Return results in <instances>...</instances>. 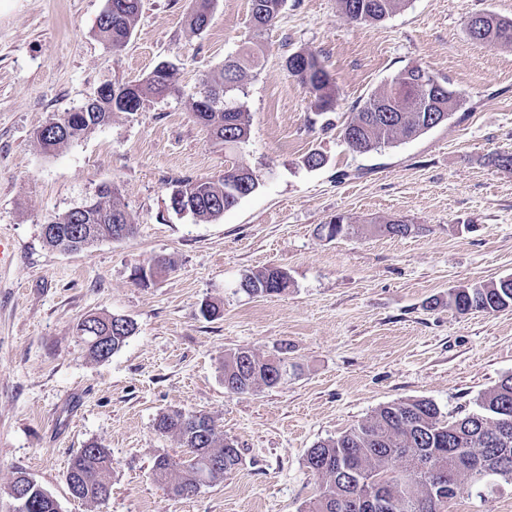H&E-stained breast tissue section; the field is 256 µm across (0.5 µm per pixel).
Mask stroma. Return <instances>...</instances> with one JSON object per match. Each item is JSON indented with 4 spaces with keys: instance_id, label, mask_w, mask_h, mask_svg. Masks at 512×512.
<instances>
[{
    "instance_id": "1",
    "label": "stroma",
    "mask_w": 512,
    "mask_h": 512,
    "mask_svg": "<svg viewBox=\"0 0 512 512\" xmlns=\"http://www.w3.org/2000/svg\"><path fill=\"white\" fill-rule=\"evenodd\" d=\"M106 4L0 0V239L13 248L0 266V512H11L20 472L59 512H302L321 484L309 448L393 402L428 398L443 415L465 414L512 374V308L448 307L451 289L512 276V171L489 162L512 153V46L467 32L479 12L512 18V0H402L366 24L336 0H285L239 98L250 137L231 152L211 144L190 102L252 38L249 0H215L201 32L186 21L193 0H141L117 52L98 35ZM302 50L338 88L328 117L287 71ZM162 63L174 68L176 93L43 153L38 127ZM414 65L460 106L416 138L352 151L341 130L354 107ZM311 152L321 167L304 165ZM234 164L260 186L224 216L206 223L171 208L173 180L218 179ZM103 183L117 189L134 235L77 253L49 247L45 224ZM338 216L354 234L326 238L322 225ZM392 219L416 233H372ZM154 257L175 269L142 287L134 271ZM269 267L288 272L287 291L240 288L243 275ZM207 301L221 317H202ZM91 313L136 326L103 361L77 331ZM240 348L287 355V377L227 392L221 366ZM174 410L213 417L242 456L223 482L184 498L153 471L157 456L183 454L154 429ZM92 441L112 456V492L98 504L66 482L72 456ZM447 512H512V488L464 487Z\"/></svg>"
}]
</instances>
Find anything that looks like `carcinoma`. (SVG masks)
Wrapping results in <instances>:
<instances>
[{
  "mask_svg": "<svg viewBox=\"0 0 512 512\" xmlns=\"http://www.w3.org/2000/svg\"><path fill=\"white\" fill-rule=\"evenodd\" d=\"M284 0H250V21L254 36L278 17ZM401 0H338V6L351 21L362 24L381 21ZM113 7L99 19V36L113 49L124 47L132 35L140 11V0H112ZM213 0H195L188 24L195 31L205 30L211 18ZM484 33L477 42L512 46V19L491 12L483 13ZM261 52L253 40L243 55L224 62L219 76L203 79L215 103L192 102L195 118L203 125L213 144L231 150L250 135L249 117L236 104L243 91L246 64ZM309 68L288 73L313 97L318 114L336 107L337 89L318 56L309 53ZM437 77L421 66L401 72L391 85L370 95L356 107L354 117L343 128L345 143L356 152H371L383 144L412 139L429 129L431 114L449 116L459 100L452 90L435 93L432 82ZM176 91L172 67H156L137 83L112 85L101 91L98 105L84 116L65 112L34 131L42 150L51 154L62 145L83 138L112 120L115 112H136L150 98H161ZM259 186L253 172L240 166L224 170V177L174 180L171 198L179 197L189 213L199 221L210 222L235 207ZM112 184L98 186L86 209L66 211L51 223L82 229L68 242L48 231L46 243L64 252H78L103 239L123 240L134 234V224L125 209L115 202ZM381 234L406 236L410 224H378ZM277 267L257 274H247L240 288L249 287L256 296L279 294L290 281L279 276ZM512 307V277L477 282L448 293V308L466 314L470 311L494 313ZM94 326L83 333L88 351L96 360L109 358L120 350L133 334L134 325L120 316L89 315ZM224 389L246 394L260 386L280 383L276 371L248 349H238L224 357ZM155 430L177 437L185 448L177 461L167 455L155 459L157 479L175 497L196 492L203 485L224 481V475L241 463V453L233 442L207 415L173 411L160 416ZM348 471L342 477L336 466ZM307 467L323 479L320 493L301 512H365L361 501L374 494H384L388 507L381 512H445L448 501L461 491L460 478L466 477L476 487L497 482L512 485V375L502 378L477 399V409L460 417H447L430 399L396 402L380 407L357 427L308 449ZM444 479L447 489H435L431 479ZM71 494L87 503L101 502L104 490L112 488V458L108 449L91 442L72 457L66 475ZM22 512H56L53 500L38 487L26 489Z\"/></svg>",
  "mask_w": 512,
  "mask_h": 512,
  "instance_id": "obj_1",
  "label": "carcinoma"
}]
</instances>
